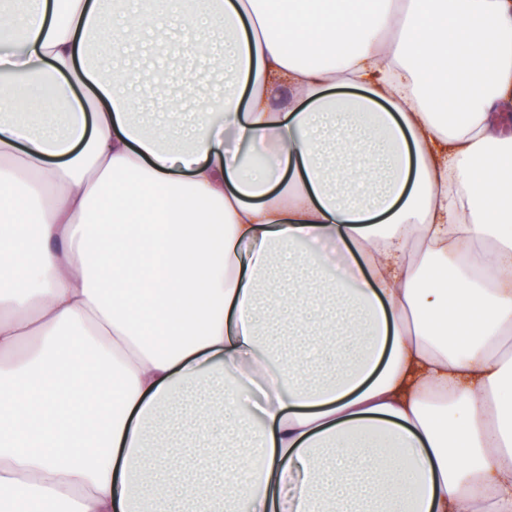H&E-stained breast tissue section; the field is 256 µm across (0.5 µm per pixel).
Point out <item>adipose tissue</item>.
<instances>
[{
  "label": "adipose tissue",
  "instance_id": "adipose-tissue-1",
  "mask_svg": "<svg viewBox=\"0 0 512 512\" xmlns=\"http://www.w3.org/2000/svg\"><path fill=\"white\" fill-rule=\"evenodd\" d=\"M104 2L0 4V512H512V0ZM184 56L167 51L151 33L142 35L138 42L119 49L103 65L147 70L158 75L163 84L158 89L151 82H144L135 89L136 97L149 108V112H164L167 94L179 93L178 75L184 65Z\"/></svg>",
  "mask_w": 512,
  "mask_h": 512
}]
</instances>
